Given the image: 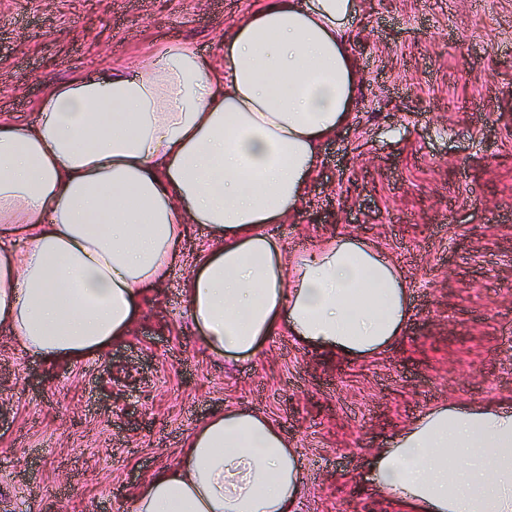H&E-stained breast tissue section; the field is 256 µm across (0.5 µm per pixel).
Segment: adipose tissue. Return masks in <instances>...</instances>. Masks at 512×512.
Returning a JSON list of instances; mask_svg holds the SVG:
<instances>
[{"mask_svg":"<svg viewBox=\"0 0 512 512\" xmlns=\"http://www.w3.org/2000/svg\"><path fill=\"white\" fill-rule=\"evenodd\" d=\"M355 0H258L217 65L172 43L126 72L50 85L37 122L0 118V327L48 363L128 336L188 225L210 247L184 288L205 346L231 360L289 335L349 357L405 334L409 278L375 241L288 251L268 227L304 202L319 151L348 125L360 70ZM405 512H512V411L440 404L368 465ZM296 448L250 407L212 413L130 512H297Z\"/></svg>","mask_w":512,"mask_h":512,"instance_id":"ef3b65f1","label":"adipose tissue"}]
</instances>
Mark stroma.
<instances>
[{
    "mask_svg": "<svg viewBox=\"0 0 512 512\" xmlns=\"http://www.w3.org/2000/svg\"><path fill=\"white\" fill-rule=\"evenodd\" d=\"M364 73L308 197L268 230L289 250L344 230L413 282V318L360 360L289 336L236 364L202 344L183 288L194 227L132 331L48 365L0 328V512H129L213 410L244 405L301 451L300 512H401L365 482L372 449L439 401L512 408V0H357ZM253 0H0V115L35 122L49 84L187 41L213 62Z\"/></svg>",
    "mask_w": 512,
    "mask_h": 512,
    "instance_id": "stroma-1",
    "label": "stroma"
}]
</instances>
